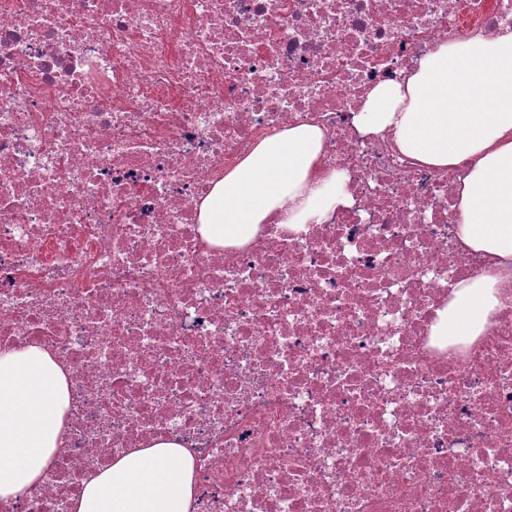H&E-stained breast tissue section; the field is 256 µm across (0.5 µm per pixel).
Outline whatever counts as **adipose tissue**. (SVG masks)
I'll use <instances>...</instances> for the list:
<instances>
[{"mask_svg": "<svg viewBox=\"0 0 512 512\" xmlns=\"http://www.w3.org/2000/svg\"><path fill=\"white\" fill-rule=\"evenodd\" d=\"M355 123L365 134L393 133L400 151L424 164L465 165L458 236L497 264L458 285L439 326L448 337L481 335L512 288V28L491 41L439 46L413 75L372 88ZM323 138L319 127L298 125L257 145L203 200L204 237L242 246L275 216L293 231L319 223L343 201L335 176H314ZM70 403L67 376L49 352H0V499L39 483L63 442ZM192 494L188 451L161 441L93 475L73 512H188Z\"/></svg>", "mask_w": 512, "mask_h": 512, "instance_id": "adipose-tissue-1", "label": "adipose tissue"}]
</instances>
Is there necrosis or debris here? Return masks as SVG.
<instances>
[{"mask_svg":"<svg viewBox=\"0 0 512 512\" xmlns=\"http://www.w3.org/2000/svg\"><path fill=\"white\" fill-rule=\"evenodd\" d=\"M512 0H0V351L40 347L74 404L36 488L172 440L189 512H512V300L435 335L494 263L457 229L463 167L353 118ZM324 133L347 201L243 248L200 205L262 141Z\"/></svg>","mask_w":512,"mask_h":512,"instance_id":"obj_1","label":"necrosis or debris"}]
</instances>
